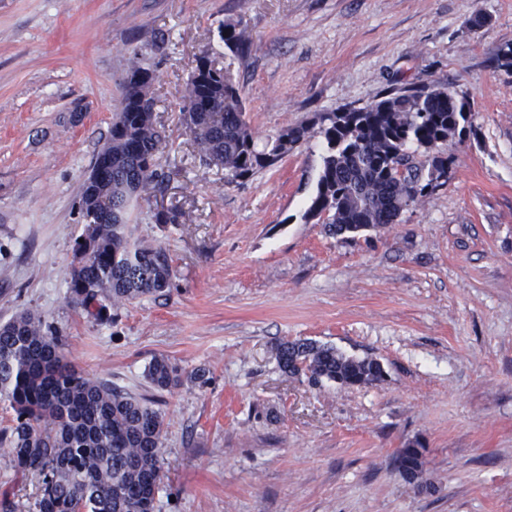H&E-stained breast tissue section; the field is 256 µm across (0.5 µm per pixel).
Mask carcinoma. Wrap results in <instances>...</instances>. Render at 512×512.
<instances>
[{
  "mask_svg": "<svg viewBox=\"0 0 512 512\" xmlns=\"http://www.w3.org/2000/svg\"><path fill=\"white\" fill-rule=\"evenodd\" d=\"M219 36L235 55L250 50L235 23L223 24ZM154 82L152 71L131 67L110 137L95 158L105 164L104 177L80 198L86 229L75 249L88 258L71 269L70 298L98 320L106 300L132 303L172 284L168 249L134 241L128 232L141 194L161 192L170 181L158 163L163 136L153 115ZM470 111L468 102L445 87L390 90L364 107L320 112L307 123L286 127L259 150L239 88L223 69L197 66L183 117L200 159L224 168L230 182L276 165L318 127L325 154L304 219L322 222L336 235L354 236L394 223L438 187L434 172L448 168L439 147L464 127ZM412 147L425 160L408 154ZM59 346L60 338L28 311L0 324V403L14 413L0 434V447L7 467L37 480L29 509L156 512L164 462L162 413L150 398L85 376ZM277 358L284 372L302 373L314 384L327 380L360 387L385 380L379 361L308 340L282 343ZM147 378L161 391L186 378L206 384L204 374L186 377L163 356L151 361ZM397 464L406 480L418 481L425 464L421 444H407Z\"/></svg>",
  "mask_w": 512,
  "mask_h": 512,
  "instance_id": "1",
  "label": "carcinoma"
}]
</instances>
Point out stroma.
<instances>
[{"label":"stroma","mask_w":512,"mask_h":512,"mask_svg":"<svg viewBox=\"0 0 512 512\" xmlns=\"http://www.w3.org/2000/svg\"><path fill=\"white\" fill-rule=\"evenodd\" d=\"M489 18L468 28L476 13ZM237 23L238 56L219 39ZM512 0H0V322L21 310L87 377L165 419L157 512H512ZM238 87L257 145L318 112L445 86L473 109L442 185L353 238L305 222L324 142L243 182L202 164L179 105L201 52ZM152 70L164 193L133 238L171 288L87 319L68 297L79 200L132 65ZM183 213L155 224L158 206ZM380 361L385 381L311 384L276 347ZM169 357L206 385L163 392ZM424 447V487L395 458ZM224 32H227V36H224ZM219 36L225 48L235 55H244L250 50V44L244 39L241 32L237 31V24L235 23L223 24ZM150 384L156 390H170L184 381L183 369L167 357H155L148 366L146 374Z\"/></svg>","instance_id":"35a3bbf8"}]
</instances>
